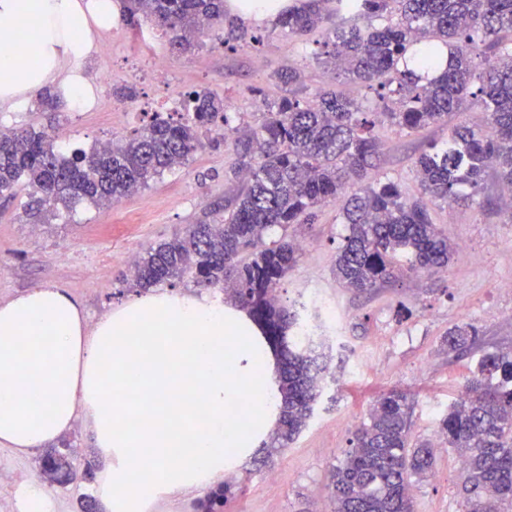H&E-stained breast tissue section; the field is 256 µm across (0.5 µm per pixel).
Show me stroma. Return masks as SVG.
<instances>
[{"instance_id": "stroma-1", "label": "stroma", "mask_w": 512, "mask_h": 512, "mask_svg": "<svg viewBox=\"0 0 512 512\" xmlns=\"http://www.w3.org/2000/svg\"><path fill=\"white\" fill-rule=\"evenodd\" d=\"M249 32L250 41L228 46L217 28L195 49L179 52L151 22L135 29L116 22L98 36L84 67L110 76L107 85L95 87L91 109L63 107L52 117L30 101L0 108V126L50 129L59 145L89 149L104 138L130 136L157 115L181 120L179 103L192 90L224 99L251 124L259 103L272 106L282 96L275 74L290 66L300 71L306 98L327 86L366 110L378 109L374 90L334 79L287 30L253 25ZM257 88L263 98H255ZM480 120L475 107L416 132L377 125L382 155L376 177L417 194L415 157L429 144L446 140L454 126ZM231 164L223 139L209 138L184 165L112 208L79 202L38 218L26 212L28 187L18 185L13 196L0 198V301L52 286L67 292L93 322L133 300L137 293L128 286L127 257L184 234L189 225L218 220L225 200L241 184ZM510 193L512 187L489 172L472 206L433 204L434 222L450 241L466 244V258H453L446 271L370 294L348 291L336 278V255L347 234L339 203L320 208L314 223L288 227V235L305 250L279 295L287 306L304 303L312 331L321 338L311 347L320 394L290 447L262 462L245 457L231 470L236 487L227 512H313L329 506L330 470L354 432L348 417L365 422L378 396L402 390L413 401L412 442L431 440L483 353L512 352V295L499 288L512 280V215L504 207ZM326 305L336 310L338 322L325 316ZM461 323L477 327L479 341L456 359L443 340ZM34 470V456L0 446V512H9L11 493ZM459 475L455 452L437 451L432 475L413 485L415 512H459Z\"/></svg>"}]
</instances>
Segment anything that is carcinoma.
Returning a JSON list of instances; mask_svg holds the SVG:
<instances>
[{
    "instance_id": "1",
    "label": "carcinoma",
    "mask_w": 512,
    "mask_h": 512,
    "mask_svg": "<svg viewBox=\"0 0 512 512\" xmlns=\"http://www.w3.org/2000/svg\"><path fill=\"white\" fill-rule=\"evenodd\" d=\"M319 0L279 15L277 25L303 38L320 34L316 58L337 77L378 91L380 112L330 89L315 102L298 97L299 75L277 73L285 95L255 126L232 123L228 105L209 93L184 94L183 122L160 116L106 150L77 148L65 156L56 137L12 128L0 134V196L24 182L35 195L30 215L86 200L117 203L177 166L202 145V132L224 123L231 169L244 177L224 204V222L193 224L185 236L150 248L136 262L132 288L193 275L198 285L230 291V298L279 350L277 423L259 452L268 456L299 436L313 411L317 376L301 339L304 324L280 305L275 291L302 255L287 238L266 242L274 227L310 224L316 211L342 200L349 234L336 256L346 287L371 293L403 277L448 267L457 252L430 216V204L475 202L486 170L512 185V0H336V16ZM153 21L178 50L224 23V0H125L123 20ZM479 83L472 91L473 83ZM470 105L482 124L453 128L414 163L419 196L393 180L372 177L380 164L374 128L383 119L414 132ZM478 329L463 323L444 339L459 355L477 343ZM448 408L439 431L461 460L459 512H512V352L486 353ZM412 400L401 390L381 395L354 433L351 448L330 475L332 512H414L413 482L431 473L435 449L410 446ZM41 476L67 486L76 470L68 443L39 461ZM232 484L211 489L197 512H224Z\"/></svg>"
}]
</instances>
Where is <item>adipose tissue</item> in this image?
Wrapping results in <instances>:
<instances>
[{"instance_id": "1", "label": "adipose tissue", "mask_w": 512, "mask_h": 512, "mask_svg": "<svg viewBox=\"0 0 512 512\" xmlns=\"http://www.w3.org/2000/svg\"><path fill=\"white\" fill-rule=\"evenodd\" d=\"M294 0H225L248 25ZM115 0H0V107L55 84L81 112L83 75ZM280 399L274 350L232 304L153 293L88 323L53 287L0 302V444L45 447L89 426L108 483L104 512H148L161 494L223 479L272 430Z\"/></svg>"}]
</instances>
